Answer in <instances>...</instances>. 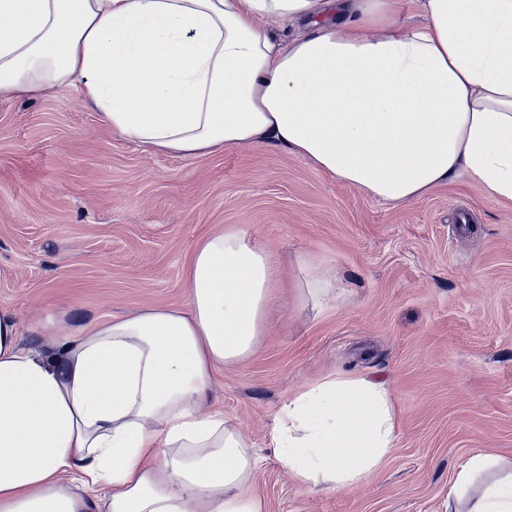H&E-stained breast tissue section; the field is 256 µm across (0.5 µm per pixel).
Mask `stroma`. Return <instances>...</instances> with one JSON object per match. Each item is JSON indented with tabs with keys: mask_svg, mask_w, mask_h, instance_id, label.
Wrapping results in <instances>:
<instances>
[{
	"mask_svg": "<svg viewBox=\"0 0 512 512\" xmlns=\"http://www.w3.org/2000/svg\"><path fill=\"white\" fill-rule=\"evenodd\" d=\"M237 227L278 264L269 332L213 374L207 404L262 458L263 512H466L448 500L470 456L512 460V204L467 178L382 205L271 145L148 150L112 131L80 86L0 97V310L24 347L144 307L187 308L190 258ZM335 288L297 290L298 262ZM386 383L387 461L354 486L296 482L271 434L288 398L331 374Z\"/></svg>",
	"mask_w": 512,
	"mask_h": 512,
	"instance_id": "stroma-1",
	"label": "stroma"
}]
</instances>
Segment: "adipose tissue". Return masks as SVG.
<instances>
[{
  "mask_svg": "<svg viewBox=\"0 0 512 512\" xmlns=\"http://www.w3.org/2000/svg\"><path fill=\"white\" fill-rule=\"evenodd\" d=\"M409 1L423 22H400ZM288 19L306 29L285 40ZM73 83L149 148L279 146L384 205L461 174L512 202V0H0V95ZM278 282L228 229L193 254L187 309L49 327L48 358L0 312V512H262L251 446L204 402ZM396 439L390 390L335 375L271 441L297 482L349 486Z\"/></svg>",
  "mask_w": 512,
  "mask_h": 512,
  "instance_id": "obj_1",
  "label": "adipose tissue"
}]
</instances>
